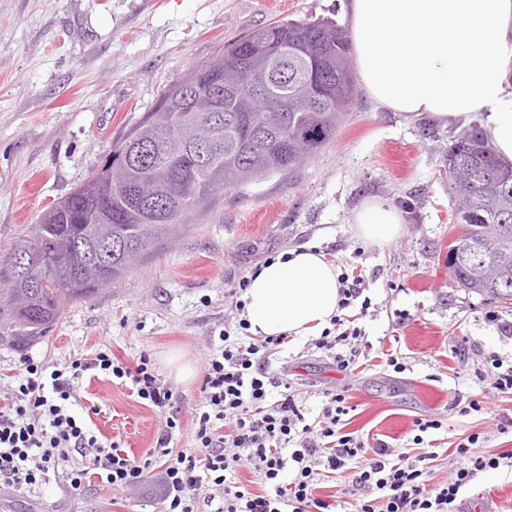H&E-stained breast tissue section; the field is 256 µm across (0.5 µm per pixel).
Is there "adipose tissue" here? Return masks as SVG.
<instances>
[{"label": "adipose tissue", "instance_id": "obj_1", "mask_svg": "<svg viewBox=\"0 0 512 512\" xmlns=\"http://www.w3.org/2000/svg\"><path fill=\"white\" fill-rule=\"evenodd\" d=\"M349 35L364 92L415 119L485 116L496 153L512 161V0H349ZM351 222L360 237L392 242L401 211L365 201ZM339 273L305 245L247 277L245 316L257 336H307L328 327L339 301Z\"/></svg>", "mask_w": 512, "mask_h": 512}]
</instances>
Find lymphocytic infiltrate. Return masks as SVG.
I'll list each match as a JSON object with an SVG mask.
<instances>
[{
    "label": "lymphocytic infiltrate",
    "instance_id": "f902f5d3",
    "mask_svg": "<svg viewBox=\"0 0 512 512\" xmlns=\"http://www.w3.org/2000/svg\"><path fill=\"white\" fill-rule=\"evenodd\" d=\"M339 282L338 312L312 344L337 371L350 372L370 347L361 321L372 300L363 276L345 272ZM245 307V300H235V321L220 331L204 364L190 449L171 446L183 423L173 409L172 387L148 354L128 363L101 346L61 365L21 357V380L0 400V485L22 490L48 484L60 464L77 455L80 466L64 473L69 493H80L91 474L123 489L158 469L163 512H336L338 500L315 491L326 475L344 472L351 475L355 512H456L479 473L512 471V451L488 450L487 436L477 433L456 444L450 478L434 486L441 420L415 419L413 437L397 453L382 440L346 431L352 407L344 389L322 390L321 407L311 413L291 382L270 370L288 337L251 334ZM89 370L129 384L160 412L156 445L143 456L129 457L75 415L74 382ZM244 468L256 476L259 491L241 483Z\"/></svg>",
    "mask_w": 512,
    "mask_h": 512
}]
</instances>
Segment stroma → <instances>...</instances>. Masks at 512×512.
<instances>
[{"label": "stroma", "instance_id": "obj_1", "mask_svg": "<svg viewBox=\"0 0 512 512\" xmlns=\"http://www.w3.org/2000/svg\"><path fill=\"white\" fill-rule=\"evenodd\" d=\"M345 0H0V255L30 224L98 171L170 86L225 45L282 20L329 18L345 25ZM429 116L405 120L358 94L335 139L292 172L218 192L171 245L137 264L97 296L68 305L39 342L0 343V391L17 382L20 354L75 359L99 345L130 361L149 353L190 413L198 382H177L166 365L179 352L202 369L210 339L232 320L228 292L269 257L315 244L336 267L361 269L375 309L364 319L371 361L345 374L326 364L308 337L280 353L298 384L348 390V431L403 446L419 417L442 419L447 448L489 433L481 413L450 410L453 393L480 394L475 376L484 354H512V305L467 294L446 263L455 221L445 150L463 130ZM399 207L398 237L378 244L354 235L348 222L365 199ZM412 318L397 324L394 309ZM400 351L397 373L381 357ZM87 423L140 457L153 448L161 422L129 387L111 376L84 374L78 383ZM490 435L512 449V435ZM481 512H512V476L480 474L465 497ZM160 471L125 490L97 477L80 497L50 483L25 492L0 488V512H160Z\"/></svg>", "mask_w": 512, "mask_h": 512}]
</instances>
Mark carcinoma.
Wrapping results in <instances>:
<instances>
[{
    "label": "carcinoma",
    "instance_id": "1",
    "mask_svg": "<svg viewBox=\"0 0 512 512\" xmlns=\"http://www.w3.org/2000/svg\"><path fill=\"white\" fill-rule=\"evenodd\" d=\"M198 119L215 138L199 161L198 132L187 128L177 157L163 148L155 125L173 90L126 136L112 144L105 167L112 184L91 178L54 204L12 251L40 246L46 265L75 269L102 241L112 256L93 279L71 288H32L0 265V342L17 346L45 338L66 304L90 299L171 241L226 187L291 171L335 137L356 95L345 31L331 21L276 22L224 47L193 68ZM448 188L457 222L446 256L459 287L490 300L512 301V163L496 155L473 125L448 148ZM150 180L166 206L149 205L137 185Z\"/></svg>",
    "mask_w": 512,
    "mask_h": 512
}]
</instances>
